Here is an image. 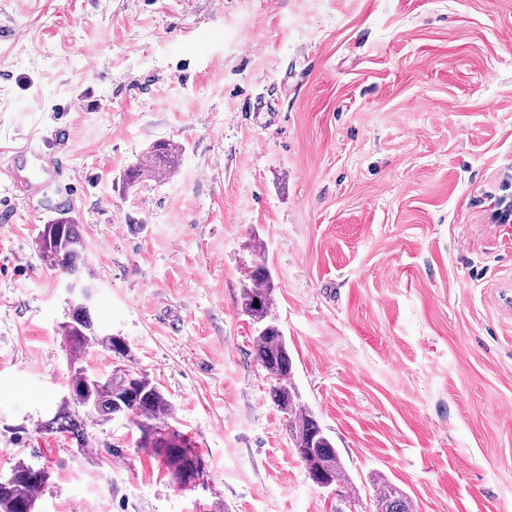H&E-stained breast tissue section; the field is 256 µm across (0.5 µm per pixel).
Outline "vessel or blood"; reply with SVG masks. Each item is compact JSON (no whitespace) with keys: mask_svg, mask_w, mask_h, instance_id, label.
Returning <instances> with one entry per match:
<instances>
[{"mask_svg":"<svg viewBox=\"0 0 512 512\" xmlns=\"http://www.w3.org/2000/svg\"><path fill=\"white\" fill-rule=\"evenodd\" d=\"M67 165L63 150L46 154L42 148L27 146L15 150L13 163L7 171L8 188L14 196L29 201L42 199L49 183H57L54 209L73 207L75 196L67 181Z\"/></svg>","mask_w":512,"mask_h":512,"instance_id":"obj_1","label":"vessel or blood"}]
</instances>
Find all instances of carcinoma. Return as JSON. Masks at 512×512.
Segmentation results:
<instances>
[{
    "instance_id": "carcinoma-1",
    "label": "carcinoma",
    "mask_w": 512,
    "mask_h": 512,
    "mask_svg": "<svg viewBox=\"0 0 512 512\" xmlns=\"http://www.w3.org/2000/svg\"><path fill=\"white\" fill-rule=\"evenodd\" d=\"M182 148L170 140H158L126 173V183L135 184L146 178L165 180L177 170ZM45 265L59 269L92 287L87 274L86 245L81 225L71 218L43 225L36 242ZM241 293L242 311L257 327L254 360L273 381L269 397L276 408L287 416L292 447L305 448L298 455L308 478L341 488L343 496L358 497V488L344 467L338 449L316 416L300 403L294 384V366L284 332L274 316V285L269 268L252 266ZM259 306H254V303ZM60 330L68 344L73 375L69 395L56 411L37 421V429L46 435L61 434L82 448L88 441L87 421L108 422L121 413L136 419L142 432L143 447L163 458L171 467L175 480L187 486L200 477V456L193 446L176 431L165 425L174 409L160 388L141 371L136 372L139 386L136 397L117 411L113 398L127 386L124 373L110 371L98 375L96 384L87 389L86 369L79 366L81 354L91 342L103 349L130 358V349L119 337L95 325L86 297L80 293L70 299L67 320ZM13 480L0 484V512H34L36 492L49 481L47 468L24 460L12 470ZM372 496L375 512H414L411 498L396 484L382 477L373 479Z\"/></svg>"
}]
</instances>
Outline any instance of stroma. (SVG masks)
Returning a JSON list of instances; mask_svg holds the SVG:
<instances>
[{
  "mask_svg": "<svg viewBox=\"0 0 512 512\" xmlns=\"http://www.w3.org/2000/svg\"><path fill=\"white\" fill-rule=\"evenodd\" d=\"M170 179L126 187L151 143ZM65 145L91 313L174 407L204 483L125 416L43 435L71 382L55 212L0 187V476L35 512H512V0H0V168ZM302 402L360 494L317 488L253 359L254 262ZM182 148L170 140H158L126 173V183H140L144 178L168 179L177 170ZM11 473L13 480L0 484V512H34L36 492L48 484L49 471L22 460ZM372 482L374 512H414L411 498L399 486L382 477Z\"/></svg>",
  "mask_w": 512,
  "mask_h": 512,
  "instance_id": "stroma-1",
  "label": "stroma"
}]
</instances>
